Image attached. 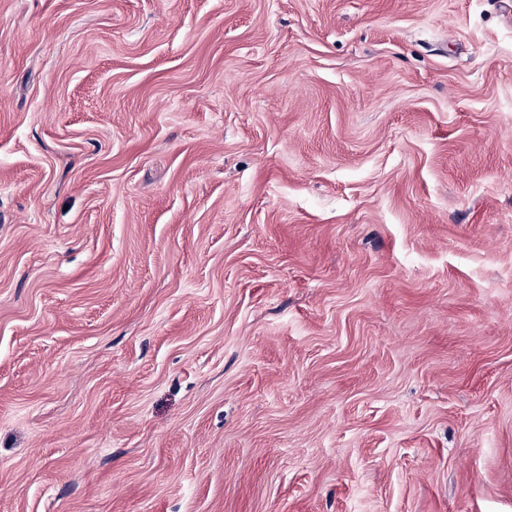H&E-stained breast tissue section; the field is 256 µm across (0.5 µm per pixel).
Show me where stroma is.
Listing matches in <instances>:
<instances>
[{"label":"stroma","mask_w":512,"mask_h":512,"mask_svg":"<svg viewBox=\"0 0 512 512\" xmlns=\"http://www.w3.org/2000/svg\"><path fill=\"white\" fill-rule=\"evenodd\" d=\"M512 0H0V512H512Z\"/></svg>","instance_id":"obj_1"}]
</instances>
